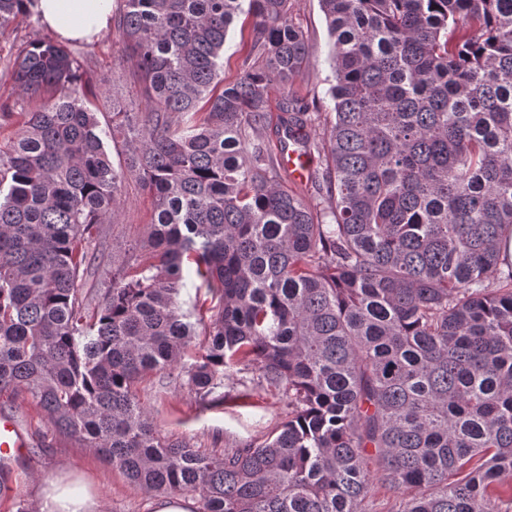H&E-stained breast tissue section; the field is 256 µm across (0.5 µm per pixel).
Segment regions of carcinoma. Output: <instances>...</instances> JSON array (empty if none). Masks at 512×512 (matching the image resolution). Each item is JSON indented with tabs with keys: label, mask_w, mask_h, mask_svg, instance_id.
I'll use <instances>...</instances> for the list:
<instances>
[{
	"label": "carcinoma",
	"mask_w": 512,
	"mask_h": 512,
	"mask_svg": "<svg viewBox=\"0 0 512 512\" xmlns=\"http://www.w3.org/2000/svg\"><path fill=\"white\" fill-rule=\"evenodd\" d=\"M319 2L329 120L317 135L307 105L278 109L323 166L320 210L251 137L270 86L303 74L298 0H124L146 105L105 127L66 45L17 55L18 90L48 97L0 141V393L198 512H371L377 480L389 512H512V0ZM33 5L0 0V37L39 22ZM244 13L254 58L226 84ZM127 171L154 199L149 256L112 268L92 305L85 243ZM188 259L217 300L207 322L181 299ZM252 366L288 419L220 453L160 436L135 393L159 372L218 405Z\"/></svg>",
	"instance_id": "carcinoma-1"
}]
</instances>
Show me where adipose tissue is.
Returning <instances> with one entry per match:
<instances>
[{"instance_id": "adipose-tissue-1", "label": "adipose tissue", "mask_w": 512, "mask_h": 512, "mask_svg": "<svg viewBox=\"0 0 512 512\" xmlns=\"http://www.w3.org/2000/svg\"><path fill=\"white\" fill-rule=\"evenodd\" d=\"M43 24L64 41L90 42L106 30L112 18V0H35ZM40 512H102L92 488L75 489L70 475L47 476L38 494Z\"/></svg>"}]
</instances>
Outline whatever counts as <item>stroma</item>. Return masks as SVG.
<instances>
[{
	"label": "stroma",
	"mask_w": 512,
	"mask_h": 512,
	"mask_svg": "<svg viewBox=\"0 0 512 512\" xmlns=\"http://www.w3.org/2000/svg\"><path fill=\"white\" fill-rule=\"evenodd\" d=\"M292 22L307 39V65L303 76L288 90L272 87L270 101L278 103L282 95L289 94L308 103L311 111L329 112L331 40L319 0H300L292 13ZM251 29L252 22L246 17L239 18L230 29L224 46L225 81H234L241 75L250 50ZM48 33L43 25L33 26L20 20L9 36L0 37V103H8L15 111L12 121L0 126V140L10 138L18 129L23 113L37 111L43 103L42 97L19 94L11 77V66L29 40ZM70 49L82 71L92 79L87 95L99 104L101 123L110 122L116 111H141L145 96L131 71L119 31L103 33L89 43L71 44ZM153 208V199L139 179L128 177L114 218L102 225L99 236L89 245L96 261L83 277L85 291L96 296L102 294L109 286L113 262H131L145 256ZM255 376L251 369L234 375L229 387L231 395L242 392L248 395L246 403L237 405H203L188 386H162L161 376L155 372L139 381L136 394L159 433L186 440L192 447L208 453L261 439L268 423L287 419L286 395L275 389L255 388ZM10 404L15 407L14 413L30 447L23 460L12 466L11 489L0 493V512H15L14 501L19 497L25 500L30 512H35L39 482L58 471L89 477L105 503L104 512H154L155 494L133 485L119 469L103 462L93 449L81 447L75 440L61 435L35 404L13 398L7 392L0 394V405Z\"/></svg>",
	"instance_id": "1"
}]
</instances>
